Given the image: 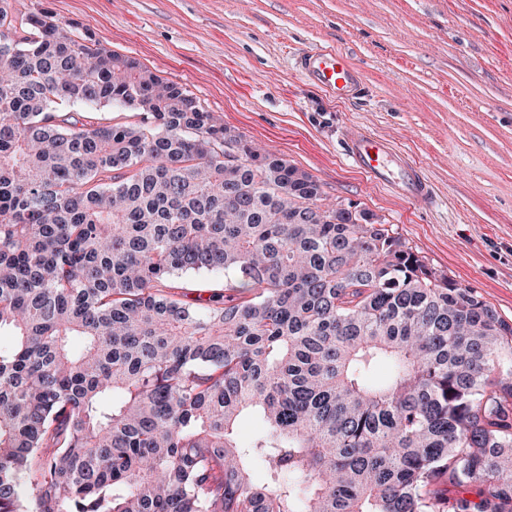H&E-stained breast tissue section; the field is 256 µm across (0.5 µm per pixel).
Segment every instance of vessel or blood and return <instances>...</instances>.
<instances>
[{
	"label": "vessel or blood",
	"instance_id": "vessel-or-blood-1",
	"mask_svg": "<svg viewBox=\"0 0 512 512\" xmlns=\"http://www.w3.org/2000/svg\"><path fill=\"white\" fill-rule=\"evenodd\" d=\"M296 68L311 85L339 103L360 97L366 85L364 72L347 53L320 47L299 54ZM346 152L356 167L379 186L421 207L435 199L432 183L409 156L390 140L355 125L343 130Z\"/></svg>",
	"mask_w": 512,
	"mask_h": 512
}]
</instances>
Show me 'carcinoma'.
I'll return each instance as SVG.
<instances>
[{
    "label": "carcinoma",
    "mask_w": 512,
    "mask_h": 512,
    "mask_svg": "<svg viewBox=\"0 0 512 512\" xmlns=\"http://www.w3.org/2000/svg\"><path fill=\"white\" fill-rule=\"evenodd\" d=\"M200 273L224 292L188 299ZM3 329L0 512H512V324L183 85L14 0Z\"/></svg>",
    "instance_id": "1"
}]
</instances>
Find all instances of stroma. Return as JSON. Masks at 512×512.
Returning <instances> with one entry per match:
<instances>
[{"instance_id": "35a3bbf8", "label": "stroma", "mask_w": 512, "mask_h": 512, "mask_svg": "<svg viewBox=\"0 0 512 512\" xmlns=\"http://www.w3.org/2000/svg\"><path fill=\"white\" fill-rule=\"evenodd\" d=\"M21 0L188 88L225 126L319 183L326 201L393 224L436 269L512 323V0ZM346 52L362 96L308 84L298 54ZM363 126L416 160L437 194L422 209L346 157Z\"/></svg>"}]
</instances>
